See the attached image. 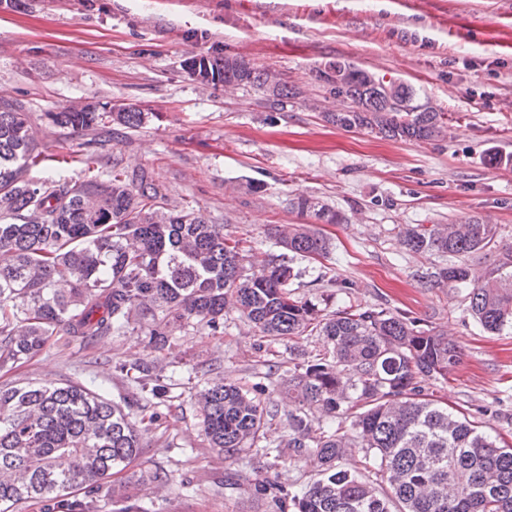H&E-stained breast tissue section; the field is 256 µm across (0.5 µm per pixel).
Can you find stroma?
Wrapping results in <instances>:
<instances>
[{"label": "stroma", "instance_id": "obj_1", "mask_svg": "<svg viewBox=\"0 0 512 512\" xmlns=\"http://www.w3.org/2000/svg\"><path fill=\"white\" fill-rule=\"evenodd\" d=\"M216 52L274 70L293 96L283 103L250 86H200L184 61ZM336 61L411 85L417 103L447 112L451 133L414 143L326 123L338 101L317 72ZM0 97L25 102L43 154L71 140L67 177L84 178L81 143L96 141L99 177L116 159L146 168L172 205L246 239L254 263L279 251L266 225L298 223L290 199L312 196L346 214L348 223L322 227L328 258L294 257L293 289L312 298L344 280L337 306L381 307L447 333L461 355L447 382L433 383L435 398L512 443V332L482 330L463 294L426 287L447 257L399 243L407 224L487 217L497 244L483 266L499 265L512 245V0H0ZM84 98L134 103L148 117L81 137L50 124L54 106ZM249 181L261 191H248ZM138 359L172 378L170 407L144 435L141 456L114 476L119 497L101 498L97 512H119L126 498L147 512H274L254 494L259 481H313L303 458L269 453L287 440L296 410L280 395L295 366L288 344L253 335L234 312L223 335L180 329L160 352L138 329L67 347L52 341L0 370V386L73 380L130 402L136 386L117 366ZM216 373L261 384L277 410L261 448L230 460L210 448L196 404ZM227 472L234 487L214 495ZM157 473L168 483L155 486Z\"/></svg>", "mask_w": 512, "mask_h": 512}]
</instances>
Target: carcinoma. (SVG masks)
Listing matches in <instances>:
<instances>
[{
    "instance_id": "obj_1",
    "label": "carcinoma",
    "mask_w": 512,
    "mask_h": 512,
    "mask_svg": "<svg viewBox=\"0 0 512 512\" xmlns=\"http://www.w3.org/2000/svg\"><path fill=\"white\" fill-rule=\"evenodd\" d=\"M197 61L189 74L201 84L272 83L278 97L288 98L279 74L243 58L218 53ZM369 77L352 67L345 87L334 91L347 106L324 113L327 122L409 142L447 134L446 112L384 111ZM145 116L132 103L101 112L87 98L46 113L71 135L109 123L137 128ZM51 160L37 150L25 104L1 102V369L29 361L54 336L68 346L118 335L133 323L144 325L152 348L162 351L174 330L190 325L224 335V316L234 311L259 336H318L326 350L309 359L289 346L300 371L281 384L297 404L284 447L309 461L318 479L300 489L258 483L256 492L277 512H512V445L427 393L456 363L447 335L384 309H335L337 289L314 301L289 289L298 273L286 253L329 255L331 242L314 225L347 224L344 213L317 198H294L290 206L304 223L269 225L284 253L255 266L243 240L224 233V225L170 207L147 170L116 160L106 181L31 175ZM496 235L490 221L470 218L406 227L399 241L414 254L452 258L432 273L431 285L464 291L476 324L501 333L512 330V251L490 270L470 263ZM118 369L134 372L143 398L165 402L168 387L153 363ZM197 405L210 447L227 458L256 446L275 418L249 390L220 375L199 391ZM157 420L153 412L136 421L76 382L0 387V512L26 502L96 512L107 479L138 458ZM350 448L364 450L354 470L340 465ZM75 489L84 496L70 498Z\"/></svg>"
}]
</instances>
